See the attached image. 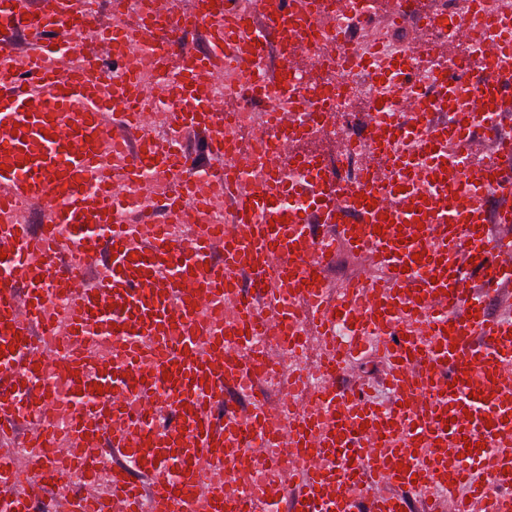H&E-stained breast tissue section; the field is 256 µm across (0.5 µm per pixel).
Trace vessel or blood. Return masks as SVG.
I'll use <instances>...</instances> for the list:
<instances>
[{
  "mask_svg": "<svg viewBox=\"0 0 512 512\" xmlns=\"http://www.w3.org/2000/svg\"><path fill=\"white\" fill-rule=\"evenodd\" d=\"M72 2L0 0V267L12 272L0 279V512H144L149 502L163 512H408L411 493L425 512H512V494L488 487L493 470L512 485V310H488L489 291L512 283V139L499 132L512 69L495 65L512 53V25L483 5L478 22L453 24L420 0H392L391 21L452 26L475 64L443 54L423 91L406 64L433 56L425 37L390 61L366 57L388 75L377 120L346 144L366 174L350 186L305 153L289 69L313 50L349 47L344 25L323 24L329 0L303 11L297 0H254L244 17L235 0H213L192 18L116 19L77 44ZM196 30L200 50L185 43ZM141 42L176 67L186 104L162 140L153 83L129 70L111 84L100 68ZM265 44L285 65L255 81L269 72ZM228 57L238 111L261 109L259 134L274 147L262 167L248 149L224 157L227 109L207 86ZM396 94L407 121L387 110ZM462 94L481 99L478 116L453 111ZM436 112L445 119L433 138L458 141L454 153L411 138V121ZM476 128L494 144L479 163L467 147ZM114 145L115 174L103 165ZM429 167L460 181L421 182ZM477 167L506 199L489 217L468 179ZM149 170L173 178L144 224ZM218 197L223 224H170ZM19 203L37 223L18 218ZM342 248L371 278L331 281ZM469 270L481 287L465 286ZM227 305L231 319L211 322ZM269 339L285 356L318 346L327 381L309 393L304 374L290 373L288 400L261 413L250 404L264 397ZM371 350L386 360L391 404L342 382ZM160 382L174 401L156 396ZM63 388L72 413L62 431ZM282 411L287 426L270 428L268 413ZM249 439L277 444L288 469L262 492L226 495L210 476L242 464Z\"/></svg>",
  "mask_w": 512,
  "mask_h": 512,
  "instance_id": "vessel-or-blood-1",
  "label": "vessel or blood"
}]
</instances>
